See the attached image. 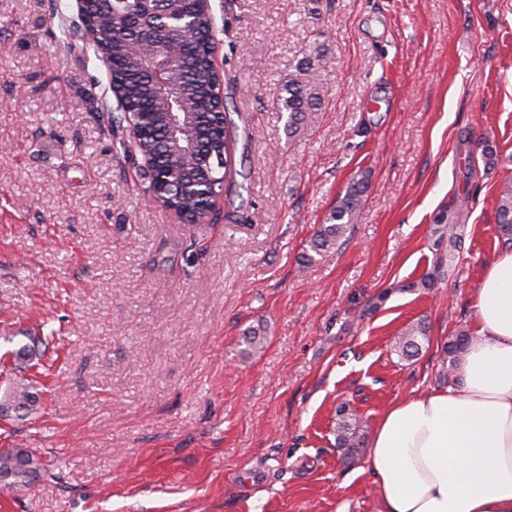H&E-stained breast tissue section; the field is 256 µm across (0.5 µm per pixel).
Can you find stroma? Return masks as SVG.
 Listing matches in <instances>:
<instances>
[{
    "label": "stroma",
    "mask_w": 512,
    "mask_h": 512,
    "mask_svg": "<svg viewBox=\"0 0 512 512\" xmlns=\"http://www.w3.org/2000/svg\"><path fill=\"white\" fill-rule=\"evenodd\" d=\"M211 6L245 180L193 227L123 149L74 0H0V392L25 378L42 393L32 416L0 418V448L49 465L0 492V512H379L367 455L336 446V409L371 430L392 403L446 388L448 338L471 329L512 242L496 220L512 0ZM315 45L322 101L292 134L285 85ZM359 178L350 230L303 264ZM464 196L452 254L435 219ZM418 321L428 336L401 358L392 341ZM34 334L35 367L14 365Z\"/></svg>",
    "instance_id": "stroma-1"
}]
</instances>
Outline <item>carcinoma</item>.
<instances>
[{
    "mask_svg": "<svg viewBox=\"0 0 512 512\" xmlns=\"http://www.w3.org/2000/svg\"><path fill=\"white\" fill-rule=\"evenodd\" d=\"M136 0H100L93 13L97 24L98 50L112 56V77L120 86L121 97L117 100L116 115L112 122L116 126L126 122V113L138 115L142 132L135 144L136 154L152 157L164 166V179L154 186L156 195L175 201L185 207L194 208L199 201L189 194L180 171V158L174 144L167 137V126L162 120L164 90L152 85L145 69L150 61L131 50L127 41L119 37L123 22L137 11ZM187 9L196 20L198 38L182 52L174 63L176 80L183 89L182 108L197 113L198 127L206 133L216 129V139L205 152L196 157V167L207 170L217 184L233 180L232 145L235 138V123L230 113L219 116L211 112L210 97L215 86V76L207 63L208 34L213 30L211 12L201 0H188ZM321 58L320 47L299 61L295 74L288 79L287 97L282 107L289 112L288 128L296 132L300 128L304 113L316 107L321 101L317 71ZM368 184L359 179L339 201L319 226L308 243V253L303 260L310 263L314 256L334 248L345 237L360 207L362 196ZM497 217L500 232L512 236V182L501 192L497 204ZM442 229L448 231V257H454L457 236L455 221L443 214L439 217ZM426 336V327L416 323L404 330L394 341V351L401 357L409 358L418 351V337ZM469 340L467 331L459 330L448 337L446 353L454 359ZM39 393L34 387L19 381L8 387L0 396V406H13L15 414L24 417L37 410ZM364 445V422L348 405H341L336 411V447L343 448L346 454H358ZM44 471L41 457L32 448L0 449V489L17 491L31 489Z\"/></svg>",
    "mask_w": 512,
    "mask_h": 512,
    "instance_id": "cac0c4a2",
    "label": "carcinoma"
}]
</instances>
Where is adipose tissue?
Masks as SVG:
<instances>
[{
  "instance_id": "1",
  "label": "adipose tissue",
  "mask_w": 512,
  "mask_h": 512,
  "mask_svg": "<svg viewBox=\"0 0 512 512\" xmlns=\"http://www.w3.org/2000/svg\"><path fill=\"white\" fill-rule=\"evenodd\" d=\"M473 309L457 384L393 403L370 436L382 512H512V248Z\"/></svg>"
}]
</instances>
